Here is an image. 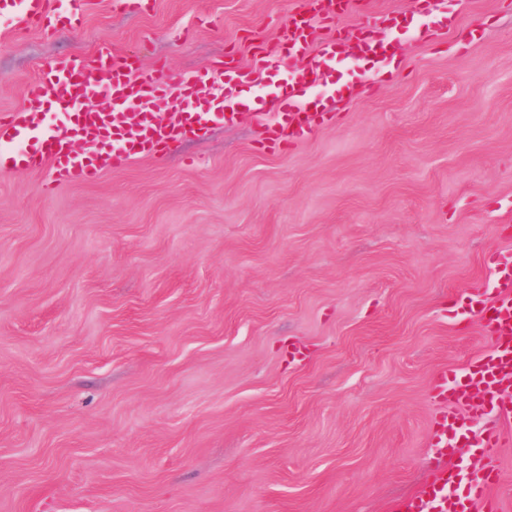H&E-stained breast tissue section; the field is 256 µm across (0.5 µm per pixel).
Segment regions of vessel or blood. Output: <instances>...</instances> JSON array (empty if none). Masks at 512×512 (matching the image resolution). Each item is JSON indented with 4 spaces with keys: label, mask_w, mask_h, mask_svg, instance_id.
<instances>
[{
    "label": "vessel or blood",
    "mask_w": 512,
    "mask_h": 512,
    "mask_svg": "<svg viewBox=\"0 0 512 512\" xmlns=\"http://www.w3.org/2000/svg\"><path fill=\"white\" fill-rule=\"evenodd\" d=\"M441 0H411L410 11L424 10L442 31L454 29L456 14L441 10ZM59 0H0L18 28L48 36L82 24L79 10L61 12ZM355 0H289L288 24L278 50L260 47L251 65H211L180 79L170 91L162 65L145 68L135 55L100 45L89 55L53 61L25 90V105L0 113V168L47 169L54 182L90 181L128 166L133 158L155 155L189 137L204 136L215 119L232 118L241 87L257 70L272 67L288 74L285 88L260 100L270 113L266 145L277 149L331 124L336 113L328 100L313 97L315 87L331 88L348 104L365 85L345 82L335 62L368 65L380 75L398 57L384 34L338 33L337 22L354 12ZM64 117L54 130L44 128L48 113ZM492 290L475 289L464 311L481 326L488 347L458 372L440 370L434 393L451 404L432 425V479L417 493L398 501L393 512H503L492 493L504 479L499 450L512 441V251L486 258ZM482 416L497 410L499 419L479 435L462 432L455 406Z\"/></svg>",
    "instance_id": "1"
}]
</instances>
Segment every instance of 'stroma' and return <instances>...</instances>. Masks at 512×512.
<instances>
[{"instance_id": "1", "label": "stroma", "mask_w": 512, "mask_h": 512, "mask_svg": "<svg viewBox=\"0 0 512 512\" xmlns=\"http://www.w3.org/2000/svg\"><path fill=\"white\" fill-rule=\"evenodd\" d=\"M390 32L399 69L264 149L251 115L92 181L0 169V512H390L431 478L458 314L512 250V0ZM0 16V111L101 43L178 76L278 40L286 0ZM300 347L301 358L289 354ZM59 3V0H1L0 13L10 14L22 30L36 29L47 36L81 27L83 13L78 9L61 13Z\"/></svg>"}]
</instances>
